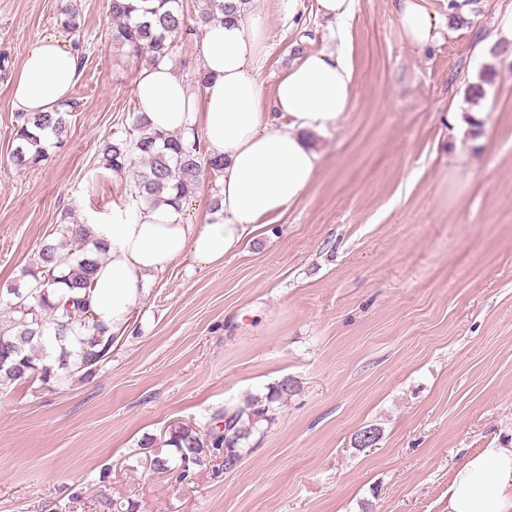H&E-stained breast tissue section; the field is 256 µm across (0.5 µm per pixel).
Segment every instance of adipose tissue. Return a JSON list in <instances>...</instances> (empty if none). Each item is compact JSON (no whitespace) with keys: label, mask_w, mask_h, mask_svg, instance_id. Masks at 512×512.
Returning a JSON list of instances; mask_svg holds the SVG:
<instances>
[{"label":"adipose tissue","mask_w":512,"mask_h":512,"mask_svg":"<svg viewBox=\"0 0 512 512\" xmlns=\"http://www.w3.org/2000/svg\"><path fill=\"white\" fill-rule=\"evenodd\" d=\"M392 3L409 43L424 48L435 41L441 20L428 0ZM354 6L355 0H317L318 14L335 25L336 47L295 58L269 99L260 80L266 19L243 0L204 26L196 47L205 77L200 94L170 62L140 69L135 92L151 128L200 126L207 152L224 161V176L219 205L205 223H189L184 207L168 203L87 225L91 242L105 251L88 295L89 316L105 335L129 334L134 306L173 264L187 257L202 268L221 264L247 234L301 200L319 164L313 138L339 128L353 109L347 23ZM80 75L77 52L43 38L12 76L13 111L60 109ZM448 512H512V442H492L465 457L448 486Z\"/></svg>","instance_id":"obj_1"}]
</instances>
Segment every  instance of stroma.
I'll list each match as a JSON object with an SVG mask.
<instances>
[{
	"mask_svg": "<svg viewBox=\"0 0 512 512\" xmlns=\"http://www.w3.org/2000/svg\"><path fill=\"white\" fill-rule=\"evenodd\" d=\"M58 0H0V52L16 70L55 37ZM268 24L265 97L298 52L332 50L316 0H255ZM512 0H477L410 45L392 0H356L348 22L354 105L315 137L321 160L303 199L248 235L222 264L174 265L134 308L89 383L40 380L0 394V512H448L468 453L512 438V51L484 43ZM107 0H82L81 77L67 140L39 166L10 161L14 114L0 77V289L63 212L111 223L132 173L94 161L130 126L139 58L113 49ZM482 126L460 134L466 92L486 64ZM300 383L235 471L218 461L190 483L150 469L138 445L224 405ZM380 428L371 448L352 445Z\"/></svg>",
	"mask_w": 512,
	"mask_h": 512,
	"instance_id": "stroma-1",
	"label": "stroma"
}]
</instances>
